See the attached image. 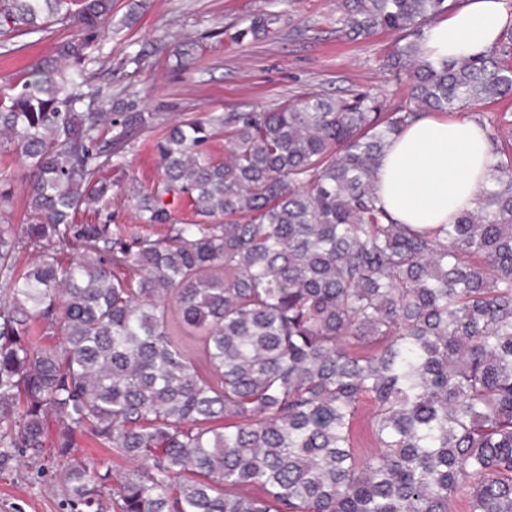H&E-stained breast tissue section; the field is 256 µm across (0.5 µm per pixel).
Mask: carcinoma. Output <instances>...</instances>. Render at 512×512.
<instances>
[{"instance_id": "obj_1", "label": "carcinoma", "mask_w": 512, "mask_h": 512, "mask_svg": "<svg viewBox=\"0 0 512 512\" xmlns=\"http://www.w3.org/2000/svg\"><path fill=\"white\" fill-rule=\"evenodd\" d=\"M72 4L0 0V48L76 29L62 64L0 89L34 220L22 239L0 225V472L61 462L78 512H512V118L489 122L492 179L453 224L395 221L374 178L419 116L512 96V27L432 62L423 30L462 0H342V38L395 33L402 105L316 94L181 120L139 223L109 224L107 173L159 123L102 111L114 0ZM82 437L128 467L88 466Z\"/></svg>"}]
</instances>
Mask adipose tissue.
I'll return each mask as SVG.
<instances>
[{"label":"adipose tissue","instance_id":"obj_1","mask_svg":"<svg viewBox=\"0 0 512 512\" xmlns=\"http://www.w3.org/2000/svg\"><path fill=\"white\" fill-rule=\"evenodd\" d=\"M512 23L503 0H466L423 31L431 61L486 53ZM490 146L483 129L465 119L418 118L386 149L375 174L378 196L402 224H450L472 208L490 183Z\"/></svg>","mask_w":512,"mask_h":512}]
</instances>
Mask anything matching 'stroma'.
Listing matches in <instances>:
<instances>
[{"mask_svg":"<svg viewBox=\"0 0 512 512\" xmlns=\"http://www.w3.org/2000/svg\"><path fill=\"white\" fill-rule=\"evenodd\" d=\"M339 0H115L105 31L98 84L131 96L138 108L158 113L160 128L133 135L113 170L119 188L109 209L118 224L136 221V196L159 179L155 143L163 126L207 112H264L310 93L379 96L385 109L405 89L385 65L395 37L338 38ZM62 29L30 38L25 48L0 52V78L28 77L38 65L59 62ZM143 52L140 65L126 58ZM0 172L12 179L10 222L22 232L30 221L23 161L0 156ZM59 462L45 459L0 475V512H72L60 481Z\"/></svg>","mask_w":512,"mask_h":512,"instance_id":"obj_1","label":"stroma"}]
</instances>
